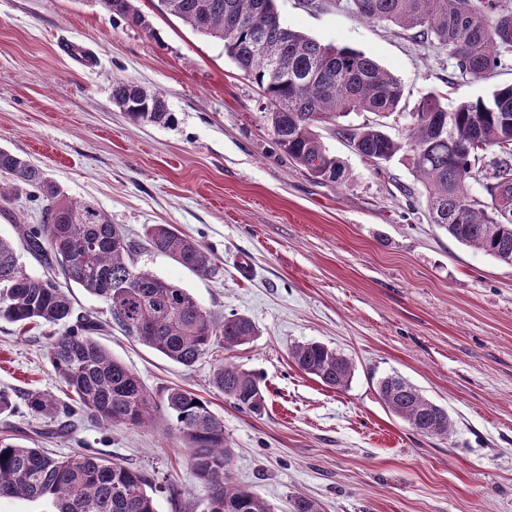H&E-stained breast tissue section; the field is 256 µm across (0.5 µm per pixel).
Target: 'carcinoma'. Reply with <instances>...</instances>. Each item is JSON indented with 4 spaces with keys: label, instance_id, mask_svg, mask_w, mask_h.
Listing matches in <instances>:
<instances>
[{
    "label": "carcinoma",
    "instance_id": "obj_1",
    "mask_svg": "<svg viewBox=\"0 0 512 512\" xmlns=\"http://www.w3.org/2000/svg\"><path fill=\"white\" fill-rule=\"evenodd\" d=\"M112 16L143 24L132 0H98ZM357 16L412 31L423 42L448 52L454 70L474 80L512 67V0H347ZM192 28L220 40L232 59L266 99L264 118L277 148L316 178L335 184L347 169L317 133L352 112L386 117L403 109L400 81L365 54L324 45L285 26L276 0H161ZM112 102L135 124L165 125L170 113L163 97L132 81L112 84ZM404 139L380 122L339 128L359 156L381 164L405 159L427 193L430 222L455 241L512 265V84L492 96L463 101L448 110L434 93L409 112ZM481 178L474 179L478 162ZM477 181L485 200L472 196ZM41 202L38 224L20 226L29 254L57 266L64 278L26 271L14 244L0 238V320L61 326L51 337L49 360L68 401L30 392L34 415L70 419L79 413L108 425H143L151 418L153 397L140 378L97 339L101 325L86 315L73 318L69 288L77 285L106 304L110 322L127 335L185 368L194 367L217 347L226 351L258 335L247 316L218 320L186 289L136 267L134 246L121 225L91 200L67 196L45 171L0 149V210L8 211L19 192ZM152 249L186 269L208 276L216 265L211 250L171 224H152ZM289 358L325 386L344 390L353 362L321 342L298 343ZM212 385L236 408L255 415L266 410L261 376L231 362L212 373ZM388 410L417 434L446 439L452 432L448 411L399 375L378 381ZM164 405L175 419L195 475L207 485L206 512H275L258 494L229 477L233 456L224 422L195 392L172 387ZM152 480L118 458L83 448L55 457L41 448L0 437V499H49L53 512H157L147 492ZM291 512H321L313 499L296 495Z\"/></svg>",
    "mask_w": 512,
    "mask_h": 512
}]
</instances>
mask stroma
Here are the masks:
<instances>
[{"mask_svg":"<svg viewBox=\"0 0 512 512\" xmlns=\"http://www.w3.org/2000/svg\"><path fill=\"white\" fill-rule=\"evenodd\" d=\"M144 19L113 18L97 0H0V148L41 166L76 199L93 200L136 246L138 267L177 283L214 315L250 317L260 333L187 369L116 328L99 340L156 402L152 425L91 417L53 436L27 392L63 398L46 326L0 320V389L16 404L0 432L37 436L64 456L98 449L143 470L157 512H204L208 491L163 404L167 388L196 392L224 422L230 474L289 512L292 496L324 512H512V265L431 224L423 185L401 158L373 166L334 132L338 185L314 178L276 147L258 87L223 44L133 0ZM282 22L350 47L388 69L407 105L436 93L448 106L491 96L512 67L475 81L446 52L389 23L366 22L346 0H277ZM129 80L161 93L169 124H133L112 102ZM172 224L211 249L218 270L196 274L151 249L145 232ZM319 341L348 356L349 386L330 389L290 360ZM262 373L267 408L233 407L211 384L217 362ZM397 374L453 422L425 438L392 415L377 382ZM182 495L171 501L163 484Z\"/></svg>","mask_w":512,"mask_h":512,"instance_id":"stroma-1","label":"stroma"}]
</instances>
